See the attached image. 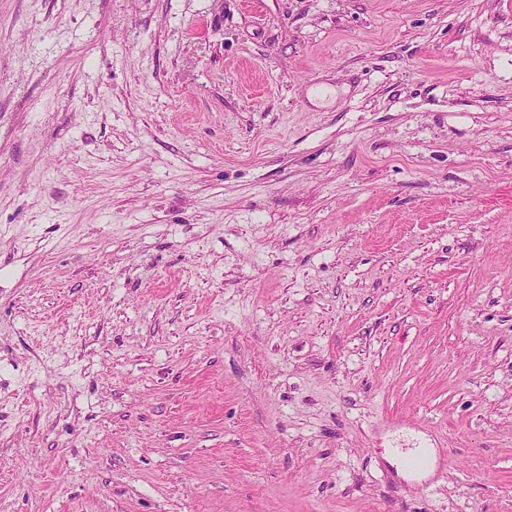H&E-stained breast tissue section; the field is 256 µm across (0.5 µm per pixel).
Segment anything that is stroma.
Segmentation results:
<instances>
[{"mask_svg": "<svg viewBox=\"0 0 512 512\" xmlns=\"http://www.w3.org/2000/svg\"><path fill=\"white\" fill-rule=\"evenodd\" d=\"M0 512H512V0H0Z\"/></svg>", "mask_w": 512, "mask_h": 512, "instance_id": "1", "label": "stroma"}]
</instances>
